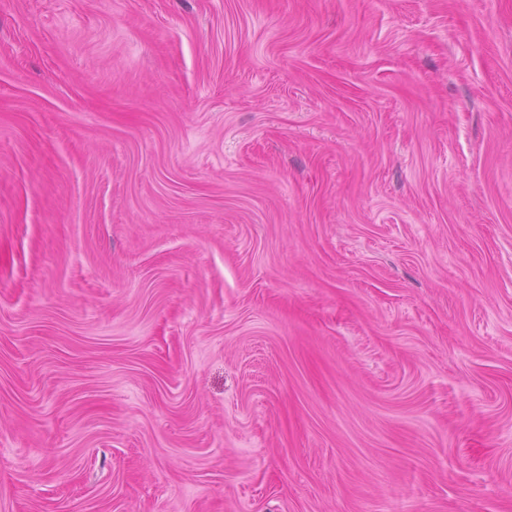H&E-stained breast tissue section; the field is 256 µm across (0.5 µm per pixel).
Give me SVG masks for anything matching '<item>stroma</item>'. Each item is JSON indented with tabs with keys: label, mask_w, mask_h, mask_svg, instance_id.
<instances>
[{
	"label": "stroma",
	"mask_w": 512,
	"mask_h": 512,
	"mask_svg": "<svg viewBox=\"0 0 512 512\" xmlns=\"http://www.w3.org/2000/svg\"><path fill=\"white\" fill-rule=\"evenodd\" d=\"M0 512H512V0H0Z\"/></svg>",
	"instance_id": "1"
}]
</instances>
